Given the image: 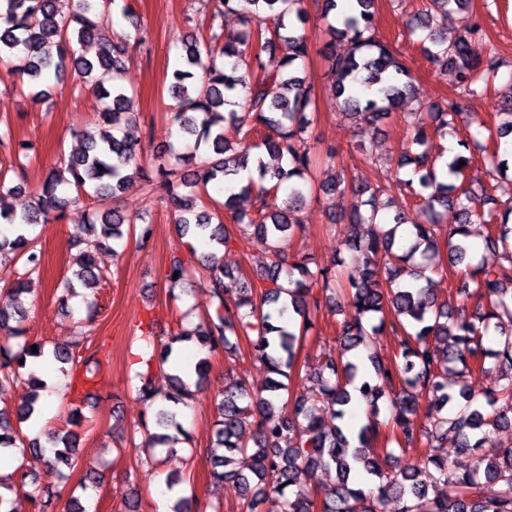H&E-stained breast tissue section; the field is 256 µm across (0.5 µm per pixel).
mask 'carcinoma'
<instances>
[{"label":"carcinoma","instance_id":"obj_1","mask_svg":"<svg viewBox=\"0 0 512 512\" xmlns=\"http://www.w3.org/2000/svg\"><path fill=\"white\" fill-rule=\"evenodd\" d=\"M118 0H0V62L16 59L7 71L13 84L29 87L33 98L46 95L41 86L54 75L61 81L67 66L103 101L98 133L73 128L70 134L83 142L80 153L61 159L39 188L30 191L28 209L16 214L0 212L6 223L18 226L14 237L0 236V255L14 253L24 273L11 282L19 297L31 293V276L40 271L42 250L26 235L28 228L45 224L49 216L69 203L66 193L117 197L141 176L144 186L153 177L138 163L141 149L117 134L121 119L133 118L135 98L123 84L125 58L130 46L143 42V31L131 21L126 39L111 42L104 37ZM300 0H201L209 15V38L182 42V53L172 70L170 91L176 100L172 120L182 134L194 138L189 159L194 166L182 169L157 156L155 175L168 189L182 234H190L212 248L235 243L224 217L202 206L192 196L213 181L221 182L228 195L224 210L230 213L239 237L262 247L267 264L254 281L229 288V271L215 260L204 271L213 282L211 309L194 329L179 327L165 343L151 339L152 329L140 323V331L153 351L147 370L134 378L139 392L155 405V424L161 432L150 434L153 444L164 445V430L180 428L178 406L187 405L201 389L209 368V356L238 348L232 339L247 337L250 354L264 362L273 377L253 388L246 378L224 386L214 399L215 439L210 447L216 482H231L243 505L256 512L267 495L264 475L278 473L275 492L284 497L282 512H512V448L483 450L486 436L512 426V206L500 217L482 213L478 206L485 185H465L471 157L462 153L447 163L448 178L438 179L441 153L432 152L430 127L454 130L466 117L464 100L488 86L497 75V52L490 49L480 60L470 52L475 24L463 28L451 43L440 36V27L469 0H428L415 15L409 32L420 30L427 57L453 79L455 92L434 112H404L411 133L398 160V168L413 166L418 181L394 175L374 186L339 178L322 185L312 166L305 135L310 125L307 112L316 103L314 86L300 76L299 64L309 58L311 46L297 24L304 23ZM238 16V35L222 41L224 12ZM273 21V27L266 26ZM331 39L320 52L331 62L335 95L340 106L358 117L372 132L392 111L415 96L411 70L399 58L392 42L381 36L374 19V0H349V13L328 23ZM98 43L96 60L77 52ZM287 48L278 69L266 68L262 56ZM242 131L240 151L224 144V123ZM279 164L269 166L263 153ZM465 165H459V161ZM254 165L257 178L238 185L235 177ZM103 170H98V167ZM24 165L16 159L0 169V205L4 198L24 189ZM319 187L334 198L350 192H371L370 201L396 187L419 201L426 222L416 223L403 211L389 224L376 223L371 214L356 211L350 217L353 233L346 246L359 261L338 276L335 265H322L307 256L285 257L283 244L302 229L297 217L306 194ZM253 200L252 209L237 203ZM453 207L460 222L441 223L437 207ZM487 225L486 250H502V262L488 267L473 263L470 255L471 222ZM91 239L86 243L80 269L63 283L69 294L76 286H96L103 272L96 265L100 250L123 239L126 225L142 241L152 235L149 213L127 214L114 207L90 221ZM459 273L450 285L460 301L477 299L471 312L438 301L429 273L441 264L443 253ZM186 264L172 259L165 271L169 291L184 280ZM342 297L353 314L336 325L339 346L326 349L309 377L321 389L317 399L282 400L288 390L284 380L296 366L302 343L324 299ZM390 327L396 341L391 362L379 359L372 348L377 336ZM25 314L0 311V386L28 375L31 388L27 404L14 410L0 408V456H13L18 465L9 482L0 477V488L13 494L36 484L33 464L53 456L49 469L60 474L78 465L79 438L72 431H50L44 443L22 438V425L35 412L41 380L26 372L31 358L45 354L61 364L70 387L94 396L103 378L99 351L91 352L85 341L51 349L33 344L27 335ZM193 340L205 351L195 363L196 380L167 375V385L155 386L152 366L169 363L174 345ZM439 343L431 348L430 341ZM36 349H31V346ZM499 372L494 388L475 391L448 390V375L485 372L486 360ZM366 404L367 423L358 430L349 424L353 408L351 387ZM429 397V422L416 423L419 399ZM386 400L389 417L381 421L379 402ZM331 425H326L325 420ZM386 428V443L398 449L421 452L416 462L400 472H388L383 463L393 455L385 446L374 451ZM471 455L463 471L452 470L448 459L435 454L448 438ZM335 472L334 482L317 492L313 481L322 473ZM498 489L485 493V484ZM32 499L38 512L57 508L60 493L47 484L35 488Z\"/></svg>","mask_w":512,"mask_h":512}]
</instances>
